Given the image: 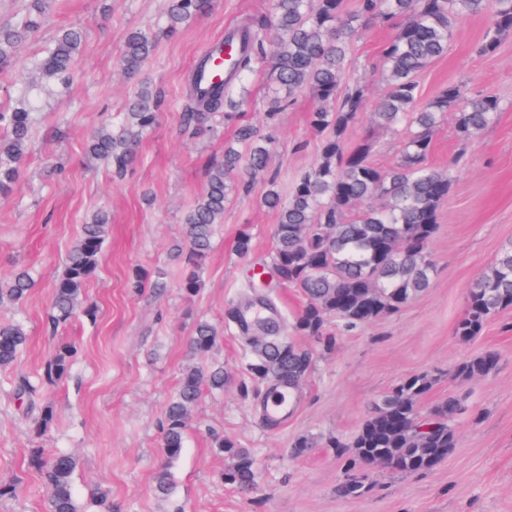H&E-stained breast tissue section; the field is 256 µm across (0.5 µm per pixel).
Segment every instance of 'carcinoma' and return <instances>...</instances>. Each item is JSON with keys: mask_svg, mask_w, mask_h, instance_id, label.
I'll return each instance as SVG.
<instances>
[{"mask_svg": "<svg viewBox=\"0 0 512 512\" xmlns=\"http://www.w3.org/2000/svg\"><path fill=\"white\" fill-rule=\"evenodd\" d=\"M47 9L48 0H32L24 18L0 22V73L10 68ZM211 9L212 0H168L167 25L161 32L136 29L130 33L121 56L122 72L139 77L160 36L176 35L185 21ZM478 15L487 20L488 28L475 51L493 55L502 37L512 34V0H356L351 11L344 0H271L270 14L241 28L244 45L231 59L233 78L203 91L197 78L191 77L183 128L192 136L206 133L218 115L232 120L244 111L246 99L237 89L259 68L268 71L282 92L274 98V110L292 104L299 95L308 94L316 102L309 122L320 136L319 161L297 176L288 195L276 186L267 189L262 204L277 216L275 272L283 284L300 289L306 297L295 330L326 349L336 341L326 330L329 320L354 329L398 312L431 287L434 264L429 244L455 181L452 169L437 170L428 163L434 138L453 112L457 138L464 143L474 140L494 122L501 103L492 95L472 96L460 83L448 84L422 103L418 75L448 52L455 25ZM270 27L279 36L272 51L266 48ZM370 28L391 30L378 55L386 87L371 112L375 126L402 134L398 160L387 169L371 160L369 137L350 138L355 119L370 106L367 85L349 79L351 52ZM82 47L79 29L60 31L53 47L35 61L38 77L68 79ZM160 107V95L141 85L121 120L104 124L92 134L88 159L123 175L136 162L142 137L158 124ZM34 124L33 113L24 105L0 110V191L12 189L18 180ZM272 148L271 139L242 122L234 141L224 145V156L208 163L205 189L183 215L182 243L176 249L182 265L178 288L186 296L195 295L201 287L203 263L224 217V203L233 193L248 189L253 175L267 168ZM109 228V213L96 210L82 225L62 269L53 274L51 331L79 314L96 318V308L83 300V291L98 268ZM165 277L162 269H138L128 287L136 292L156 288ZM33 288L35 279L28 270L13 271L0 279V305L24 301ZM511 308L510 241L471 282L465 313L455 324L456 338L469 342L493 317ZM236 320L252 358L250 374L257 380L298 387L312 369L313 353L276 338L272 328L257 333L241 317ZM218 336L213 323L199 318L188 348L193 354H205ZM27 341L22 324L0 321V370L17 362ZM76 354L73 344L62 343L44 363L38 379L15 378L13 394L26 403L24 415L35 433L46 432L54 419L52 405L37 410L36 400L44 387L70 372ZM497 363L498 354L487 350L463 359L454 377L470 381L489 374ZM224 382L222 366H191L183 371L160 425L167 460L180 455L204 390L220 389ZM433 385L428 373L406 376L372 401L368 417L350 442H333L332 447L348 453L347 478L337 488L340 496L359 495L364 485L354 474L379 462L394 473L420 474L448 457L457 444L454 420L463 410L462 402L450 393L422 413L420 401ZM215 445L230 460L224 481L243 494L253 492L257 473L250 451L230 439L218 438ZM30 464L41 475L49 512H79L72 490L74 457L38 448L32 451ZM155 490L164 498L174 493L167 469L158 472Z\"/></svg>", "mask_w": 512, "mask_h": 512, "instance_id": "obj_1", "label": "carcinoma"}]
</instances>
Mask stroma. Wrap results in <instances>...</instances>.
<instances>
[{"instance_id": "35a3bbf8", "label": "stroma", "mask_w": 512, "mask_h": 512, "mask_svg": "<svg viewBox=\"0 0 512 512\" xmlns=\"http://www.w3.org/2000/svg\"><path fill=\"white\" fill-rule=\"evenodd\" d=\"M50 3L41 28L18 52L10 72L0 74V109L24 104L36 118L14 190L0 195V278L23 267L37 281L24 302L0 307V319L20 322L27 331L20 371L38 372L61 342L75 344L77 355L68 377L51 389L55 419L42 435L25 424L19 401L9 393L8 375L0 371V483L18 479L24 486L17 497L0 499V512H48L47 492L29 464L36 448L76 458L72 484L82 512H101L94 500L99 492L117 512H172L176 506L182 512H512V309L490 320L469 343L454 334L470 283L512 241V35L503 37L494 55H479L475 45L485 20L465 19L447 54L419 76L423 99L453 82L494 94L502 105L473 144L456 138L453 118L440 127L430 162L454 168L456 179L430 244L431 288L398 313L354 331L329 323L336 345L326 351L293 327L303 295L270 282L281 336L315 354L311 372L293 391L294 411L273 422L266 413L272 385L249 384V356L225 311L244 305L241 292L251 269L269 263L274 250L277 217L262 206L264 192L273 182L287 187L319 157V139L308 121L311 98L298 96L274 113L268 72L245 79L243 119L274 139L269 168L248 190L229 197L193 297H184L177 286L180 264L174 254L182 217L205 187L207 162L223 154L235 131L234 124L224 123L202 138L180 134L189 76L225 28L267 13L269 0H215L208 14L189 20L172 38L161 34L166 0ZM68 27L81 29L84 43L70 78L36 79L35 60L57 31ZM139 28L161 34L141 79L162 93L165 104L133 168L118 179L104 165H89L86 146L93 130L125 111L137 87L124 77L119 60L129 33ZM385 37L383 30L371 31L353 51L350 75L366 82L373 99L383 86L376 63ZM100 208L109 212L111 230L85 290L97 317L74 320L50 335L43 325L50 274L61 268L81 224ZM244 228L252 236L246 257L235 250ZM156 267L169 273L166 288L132 293L127 282L135 270ZM199 317L219 330L205 362L222 365L231 380L223 389L204 391L181 455L169 465L159 425L191 362L187 339ZM487 350L499 356L491 373L465 383L455 379L462 359ZM419 372L435 379L422 410L452 392L465 401V412L455 420L456 447L427 473L376 468L360 496H339L347 459L332 440L350 441L370 402ZM218 434L253 453L259 478L250 498L224 483L229 461L215 446ZM301 437L311 447L299 454L293 445ZM166 465L175 490L163 499L155 491V476Z\"/></svg>"}]
</instances>
